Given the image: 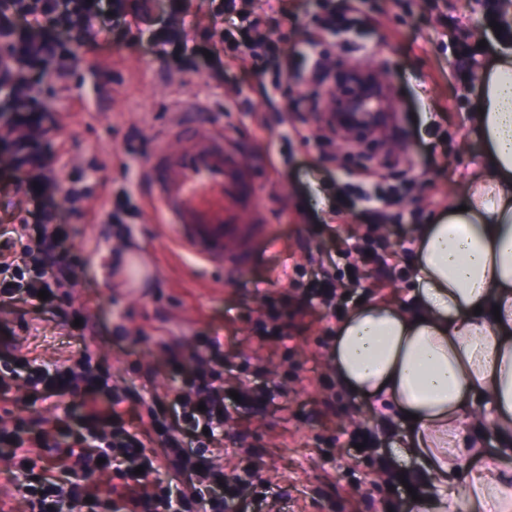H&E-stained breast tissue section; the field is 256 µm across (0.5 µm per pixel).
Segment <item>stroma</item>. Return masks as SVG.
<instances>
[{
    "instance_id": "1",
    "label": "stroma",
    "mask_w": 512,
    "mask_h": 512,
    "mask_svg": "<svg viewBox=\"0 0 512 512\" xmlns=\"http://www.w3.org/2000/svg\"><path fill=\"white\" fill-rule=\"evenodd\" d=\"M329 2L344 6V0H288L287 14L273 15L262 30L279 46L315 51L330 72L351 65L382 74L399 108L403 147L340 135L326 140L321 109L332 106L343 86L292 78L274 90L280 67L273 56L260 69L231 67L220 44L211 41L193 55L170 48L160 60L131 33L96 44L68 36V73L49 76L41 93L58 118L44 151L48 169L58 173L57 187L41 205L57 214L65 230L56 255L73 275L53 283L56 297L44 309L0 303V339L16 340L29 357L45 362L88 351L93 369L125 388V420L161 461L156 480L175 494L181 478L164 466L165 450L148 412L172 403L186 386L198 342L218 334L232 360L225 385L272 378L281 391L262 408L230 409L205 454L210 466L229 476L255 465L257 481L268 488L261 512H415L409 500L392 494L379 469L382 457H394V449L404 446L403 429L394 420L369 417L365 400L336 380L327 356L337 321L307 300L304 275L316 269L317 248L327 244L330 226L347 234L376 222V239L397 254L391 281L378 288V273L370 271L354 297L407 301L415 285L419 226L465 193L483 153L471 123L477 85L455 79L453 44L483 38L485 11L482 0H360L349 32L334 37L325 30ZM188 102L233 125L266 159L259 202L275 242L256 250L242 277L183 252L160 227L135 176L155 136L173 128L178 108ZM302 121L313 131L310 140L290 133ZM131 145L138 155H128ZM10 155L0 141V246L11 243V255L19 257L26 246L19 231L36 229L37 205L25 193L22 172L9 167ZM372 156L389 162L378 185L388 201L383 218L360 209L336 218L335 194L358 191L345 171L367 165ZM126 194L136 211L125 215L123 225L132 243L154 252L161 272L158 287L145 298L118 279L123 240L119 226L104 221ZM285 267L296 282L288 291L294 339L287 344L256 333L262 292ZM159 336L167 349L155 346ZM80 414L75 404L51 410L23 388L0 391V418L20 423L26 439L48 427L75 430ZM359 426L374 435L373 448L364 453L349 445ZM65 458V448H45L28 468L0 452V512H29L18 486L43 468H54L61 483L72 481L62 469Z\"/></svg>"
}]
</instances>
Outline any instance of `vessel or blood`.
I'll return each instance as SVG.
<instances>
[{
    "label": "vessel or blood",
    "instance_id": "b4317fda",
    "mask_svg": "<svg viewBox=\"0 0 512 512\" xmlns=\"http://www.w3.org/2000/svg\"><path fill=\"white\" fill-rule=\"evenodd\" d=\"M260 158L217 125L181 113L158 138L146 182L161 222L186 253L243 274L257 244H269L268 217L256 200Z\"/></svg>",
    "mask_w": 512,
    "mask_h": 512
}]
</instances>
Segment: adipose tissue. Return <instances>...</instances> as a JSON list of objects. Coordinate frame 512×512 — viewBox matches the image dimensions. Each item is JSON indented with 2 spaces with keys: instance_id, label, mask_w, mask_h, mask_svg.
<instances>
[{
  "instance_id": "1",
  "label": "adipose tissue",
  "mask_w": 512,
  "mask_h": 512,
  "mask_svg": "<svg viewBox=\"0 0 512 512\" xmlns=\"http://www.w3.org/2000/svg\"><path fill=\"white\" fill-rule=\"evenodd\" d=\"M484 152L468 190L417 232L411 304L364 303L337 324L330 364L371 416L406 423L431 494L421 512H512V43L478 74ZM493 432L498 455L486 454ZM480 459L468 474L462 460Z\"/></svg>"
}]
</instances>
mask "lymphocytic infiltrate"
Here are the masks:
<instances>
[{"label":"lymphocytic infiltrate","instance_id":"f902f5d3","mask_svg":"<svg viewBox=\"0 0 512 512\" xmlns=\"http://www.w3.org/2000/svg\"><path fill=\"white\" fill-rule=\"evenodd\" d=\"M191 0H165L167 21L152 22L154 0H0V91L7 97L10 114L8 133L14 147L13 167L28 166L31 176L28 194L44 195L53 177L45 171L39 151L47 125L54 117L35 94L50 68L66 70L71 50L67 33L97 42L110 37L115 28L136 30L151 46L154 55H167L170 46L190 52L199 51V23L191 18ZM238 16L240 34H227L230 61L263 63L273 51L258 27L260 20L247 10L244 0H210L212 21ZM57 237L44 233L33 241L41 257L37 266L9 257L0 258V297L23 296L32 306H42L39 291L48 289L44 266L56 269L64 277L66 267L55 260ZM222 347L219 337L207 336L192 355L193 367L188 391L181 397L174 417L182 423V434L167 433L164 439L169 466L184 476L188 489L172 496L164 488L150 495L142 489L149 474L156 470L153 458L138 433L126 428L123 417V391L113 390L109 403L98 407L95 393L107 385L105 376L96 373L87 352H80L59 364L47 366L16 357V346L5 343L7 359L0 361V386L23 379L31 388L41 389L44 398L78 396L85 409L80 432L68 443L67 457L72 473L89 475L99 471L101 463L115 466L123 474L119 485H106L100 496L87 498L83 485L63 486L41 476L24 486L30 512H260L263 501L258 485L240 478L224 480L203 463L201 451L187 450L184 439L216 434L224 423V388L215 382L214 356ZM143 474H136V467Z\"/></svg>","mask_w":512,"mask_h":512}]
</instances>
